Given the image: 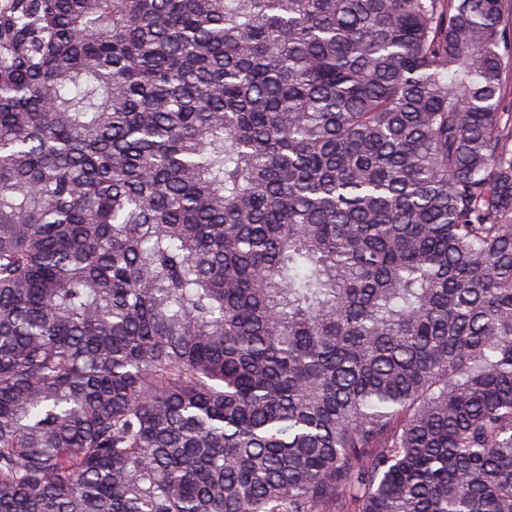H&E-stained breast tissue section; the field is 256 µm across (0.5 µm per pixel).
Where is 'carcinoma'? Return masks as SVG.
I'll use <instances>...</instances> for the list:
<instances>
[{"label":"carcinoma","mask_w":512,"mask_h":512,"mask_svg":"<svg viewBox=\"0 0 512 512\" xmlns=\"http://www.w3.org/2000/svg\"><path fill=\"white\" fill-rule=\"evenodd\" d=\"M512 0H0V512H512Z\"/></svg>","instance_id":"obj_1"}]
</instances>
